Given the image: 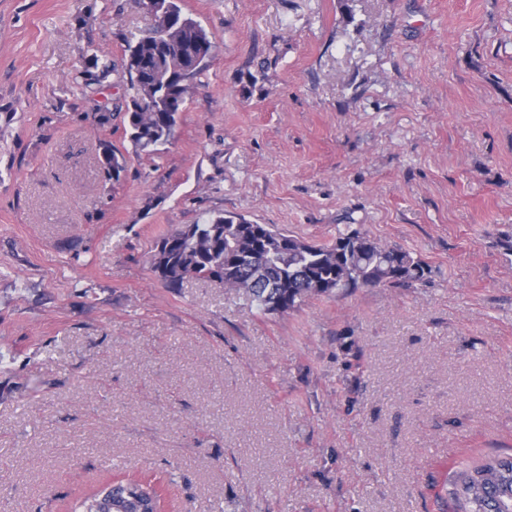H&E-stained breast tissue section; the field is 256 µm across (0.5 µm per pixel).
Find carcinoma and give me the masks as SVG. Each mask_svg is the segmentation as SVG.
<instances>
[{
	"label": "carcinoma",
	"instance_id": "carcinoma-1",
	"mask_svg": "<svg viewBox=\"0 0 512 512\" xmlns=\"http://www.w3.org/2000/svg\"><path fill=\"white\" fill-rule=\"evenodd\" d=\"M157 20L173 18L164 35L148 28L127 41L125 73L134 95L123 113L134 147L153 155L175 137L179 113L191 86L164 81L190 70L197 78L215 55L205 28L182 12L179 0H154ZM100 166L108 181L120 180L125 157L102 144ZM341 251L332 244H308L265 224L217 213L164 235L151 258L155 274L170 287L189 279L218 282L249 297L269 314L286 313L303 301L340 290L424 280L425 266L410 252L382 245L356 229L338 231ZM123 512H152L153 493L134 479L119 485ZM448 496L458 512H506L512 508V458L494 457L457 473Z\"/></svg>",
	"mask_w": 512,
	"mask_h": 512
}]
</instances>
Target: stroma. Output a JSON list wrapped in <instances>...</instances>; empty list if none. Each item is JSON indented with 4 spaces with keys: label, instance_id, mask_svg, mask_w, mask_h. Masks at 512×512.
Masks as SVG:
<instances>
[{
    "label": "stroma",
    "instance_id": "1",
    "mask_svg": "<svg viewBox=\"0 0 512 512\" xmlns=\"http://www.w3.org/2000/svg\"><path fill=\"white\" fill-rule=\"evenodd\" d=\"M181 7L215 58L146 156L120 116L138 0H0V512L115 476L167 512H438L512 455V0ZM218 212L349 225L430 274L282 314L166 287L158 240ZM99 161L107 181L120 180L121 173L125 171L127 163L122 154L112 149L111 145L104 143L102 144Z\"/></svg>",
    "mask_w": 512,
    "mask_h": 512
}]
</instances>
